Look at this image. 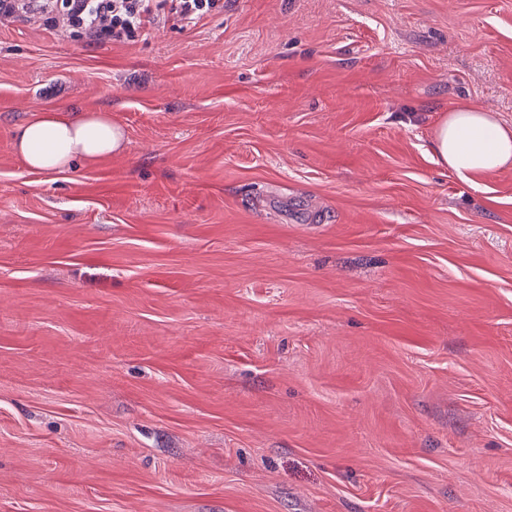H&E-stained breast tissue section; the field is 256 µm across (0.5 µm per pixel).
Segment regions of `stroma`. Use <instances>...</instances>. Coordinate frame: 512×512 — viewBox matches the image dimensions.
Here are the masks:
<instances>
[{"label":"stroma","mask_w":512,"mask_h":512,"mask_svg":"<svg viewBox=\"0 0 512 512\" xmlns=\"http://www.w3.org/2000/svg\"><path fill=\"white\" fill-rule=\"evenodd\" d=\"M512 0L0 27V512H512ZM108 109L54 181L11 129ZM434 149L460 176L496 172L512 165V129L491 111L461 103L437 127Z\"/></svg>","instance_id":"35a3bbf8"}]
</instances>
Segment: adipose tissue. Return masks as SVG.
I'll use <instances>...</instances> for the list:
<instances>
[{
	"label": "adipose tissue",
	"mask_w": 512,
	"mask_h": 512,
	"mask_svg": "<svg viewBox=\"0 0 512 512\" xmlns=\"http://www.w3.org/2000/svg\"><path fill=\"white\" fill-rule=\"evenodd\" d=\"M11 139L31 172L52 178L77 162L92 164L119 151L124 131L106 111L50 109L30 113ZM434 149L461 176L496 172L512 165V129L491 111L462 103L437 127Z\"/></svg>",
	"instance_id": "adipose-tissue-1"
}]
</instances>
